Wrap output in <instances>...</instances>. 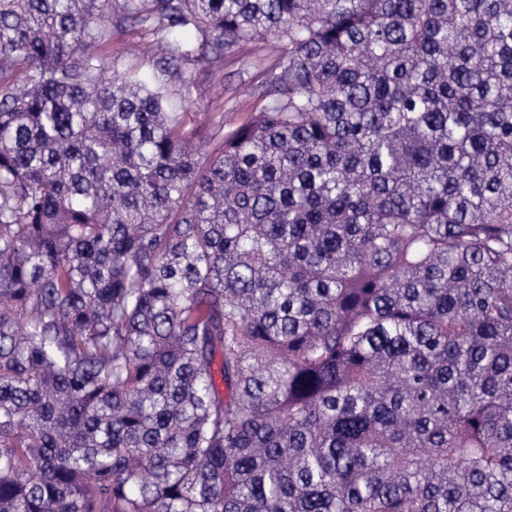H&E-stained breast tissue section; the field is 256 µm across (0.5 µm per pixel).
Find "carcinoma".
I'll return each mask as SVG.
<instances>
[{"mask_svg": "<svg viewBox=\"0 0 512 512\" xmlns=\"http://www.w3.org/2000/svg\"><path fill=\"white\" fill-rule=\"evenodd\" d=\"M0 512H512V0H0ZM101 53L120 72L132 69L147 80L160 76L152 38L140 35L127 25L112 28V39L103 46ZM263 58L259 65L256 57ZM276 53L257 52L252 44L240 48L224 60L209 63L201 60L188 69L185 82L176 75L169 79V87L176 93L185 94L192 102L190 112H196L192 122L194 139L209 140L210 123L224 113L226 126L237 125L259 112L265 100L258 94V85L263 79V69L272 66ZM250 89L252 93H246Z\"/></svg>", "mask_w": 512, "mask_h": 512, "instance_id": "cac0c4a2", "label": "carcinoma"}]
</instances>
